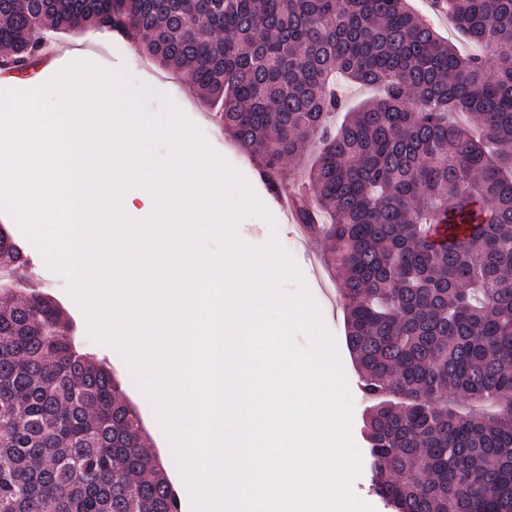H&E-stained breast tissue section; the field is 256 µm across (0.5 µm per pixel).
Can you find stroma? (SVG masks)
Instances as JSON below:
<instances>
[{
	"label": "stroma",
	"instance_id": "1",
	"mask_svg": "<svg viewBox=\"0 0 512 512\" xmlns=\"http://www.w3.org/2000/svg\"><path fill=\"white\" fill-rule=\"evenodd\" d=\"M57 44L67 52L66 63L82 60L94 62L104 69L112 68L113 72L121 74L131 86L143 83L161 84L162 92L151 96L147 102L148 111L161 115L166 112L168 105H175L198 128L209 147L247 183L265 207L267 215L263 218L253 215L240 220L236 228L237 236L253 248H261L270 240H277L298 268L300 279H285L278 289L286 296L297 295L305 289L314 300L321 321L334 342L341 369L352 394V439L357 447H364L360 426L361 415L367 403L358 388L355 363L345 341L344 314L338 285L331 280L322 261L327 247L326 241L317 236L297 237L290 217L271 204L264 186L253 175L252 165L232 141L218 130L208 108L184 88L173 71L160 68L146 58L137 42L104 41L97 32L89 31L84 33L82 42L78 43L66 37L58 39ZM27 252L32 260L31 271L37 276L36 287L56 298L74 320L77 342L82 352L103 361L119 378L124 394L141 419L150 453L159 458L170 481H177L178 473L171 459V442L158 420L150 398L142 390L134 373L127 370L110 345L98 342L92 337L83 309L69 292L68 279L52 271L35 246H28Z\"/></svg>",
	"mask_w": 512,
	"mask_h": 512
}]
</instances>
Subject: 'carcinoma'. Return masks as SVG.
I'll return each mask as SVG.
<instances>
[{"instance_id":"obj_1","label":"carcinoma","mask_w":512,"mask_h":512,"mask_svg":"<svg viewBox=\"0 0 512 512\" xmlns=\"http://www.w3.org/2000/svg\"><path fill=\"white\" fill-rule=\"evenodd\" d=\"M433 6L484 54L407 0H0V70L51 32L108 30L222 108L266 190L318 144L295 212L340 285L374 491L394 512H512V0ZM339 78L383 93L349 107ZM27 264L0 227V278ZM0 291V512H176L112 371L53 298ZM410 7L421 16L430 21L440 36L455 44L463 52H472L474 49L462 38L460 33L432 6V0H408Z\"/></svg>"}]
</instances>
